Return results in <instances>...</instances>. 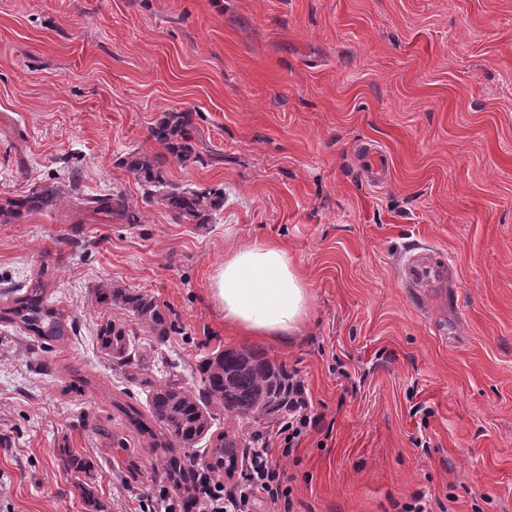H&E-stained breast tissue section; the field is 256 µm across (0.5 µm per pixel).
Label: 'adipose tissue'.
I'll use <instances>...</instances> for the list:
<instances>
[{
  "label": "adipose tissue",
  "instance_id": "1",
  "mask_svg": "<svg viewBox=\"0 0 512 512\" xmlns=\"http://www.w3.org/2000/svg\"><path fill=\"white\" fill-rule=\"evenodd\" d=\"M211 295L226 325L280 342L298 336L311 291L287 250L265 241L239 246L211 277Z\"/></svg>",
  "mask_w": 512,
  "mask_h": 512
}]
</instances>
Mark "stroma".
I'll return each mask as SVG.
<instances>
[{
    "mask_svg": "<svg viewBox=\"0 0 512 512\" xmlns=\"http://www.w3.org/2000/svg\"><path fill=\"white\" fill-rule=\"evenodd\" d=\"M165 112L193 115L197 161L169 181L222 189L204 225L147 197L122 160ZM380 146L381 187L356 163ZM55 185L0 223V292L45 275L76 334L38 348L0 323V512H146L162 456L117 403L216 349L259 351L302 382L321 430L281 461L295 512H512V0H0V202ZM124 196L139 221L94 211ZM273 240L312 296L293 341L224 325L209 288L232 249ZM426 247L452 306L412 288ZM103 283L154 297L176 331L120 371L96 325ZM125 447L111 446L100 435ZM93 459L67 469L61 448ZM140 474L129 478L127 458ZM424 259L434 262L429 253L417 256L416 258H413L412 260L409 258L407 263L405 264L406 265L405 274L407 275V273L412 269V267L416 263H418L419 261L424 260ZM434 263L436 266L435 273H434V279L436 280V282L438 284V288H442V296H443L444 303L446 305L447 300H448V303H451L453 300L452 290H453V288H455L454 275H453V272L448 269L445 261L439 260V262H434ZM437 263H439L440 265H438ZM447 288H448V291H447Z\"/></svg>",
    "mask_w": 512,
    "mask_h": 512,
    "instance_id": "1",
    "label": "stroma"
}]
</instances>
